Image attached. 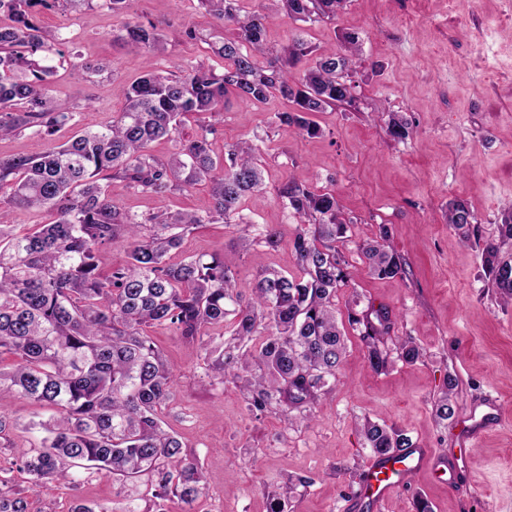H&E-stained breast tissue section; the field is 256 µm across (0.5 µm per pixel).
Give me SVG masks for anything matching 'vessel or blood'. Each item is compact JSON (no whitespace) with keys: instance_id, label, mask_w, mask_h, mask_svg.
Masks as SVG:
<instances>
[{"instance_id":"obj_1","label":"vessel or blood","mask_w":512,"mask_h":512,"mask_svg":"<svg viewBox=\"0 0 512 512\" xmlns=\"http://www.w3.org/2000/svg\"><path fill=\"white\" fill-rule=\"evenodd\" d=\"M503 421L504 415L497 399L489 397L479 408L470 411L461 429L458 446L448 456H437L433 449L417 445L376 457L364 474L360 502L369 508L377 507L388 499L406 477L424 470L447 478L452 485H470L469 448L478 445Z\"/></svg>"}]
</instances>
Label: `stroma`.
I'll return each instance as SVG.
<instances>
[{
	"mask_svg": "<svg viewBox=\"0 0 512 512\" xmlns=\"http://www.w3.org/2000/svg\"><path fill=\"white\" fill-rule=\"evenodd\" d=\"M248 11L267 16L266 43L282 55L293 35L315 49H341L355 33L359 52L349 71L356 84L353 107H332L313 116L321 129L304 137L271 120L279 98L249 105L229 97L219 124L216 151L261 135L264 186L241 204L244 224H206L187 234L183 256L219 254L232 268L236 288L250 296L259 268L298 274L288 243L297 223L277 196L282 182L332 190L349 226L339 248L353 266L337 309L351 302L385 307L393 325L385 336L392 353L383 371L370 367L368 350L355 331L331 391L309 405V418L294 424L274 412L252 414L241 388L200 382L205 352L163 327L150 329L174 375V400L166 421L203 467L205 489L192 512H269L288 477L307 486L293 490L285 512H341L355 498L373 455L360 432L370 419L396 427L413 442L442 452L454 448L459 419L486 397H498L508 416L470 457L473 487L459 492L422 472L406 478L378 512H416L426 500L432 512H512V305H502L484 275L482 249L499 238L498 226L512 205V0H345L335 20L293 21L278 0H242ZM154 23L167 42L159 69L179 73L199 62L214 63L209 46L186 40L195 24L222 34L219 22L189 0H125L122 15L96 5L77 11L60 7L40 13L43 29L68 43L66 66L49 85L56 100L79 105L81 124L93 126L121 111L125 86L141 77L145 61L119 38L122 20ZM104 62L111 78L71 77L70 64ZM411 125L407 139L386 132L388 114ZM61 128L54 140L31 130L0 138V157L29 155L71 139ZM112 199L146 215L159 210L205 212L212 205L207 184L183 195L156 198L108 184ZM464 201L479 232L463 238L448 222V205ZM280 225L286 241L277 249H254L263 225ZM387 230V243L404 261L392 279L370 275L358 247ZM412 338L422 355L396 359L399 343ZM458 382L455 418H438L436 407L448 375ZM19 423L0 469L11 486L27 494L30 512H67L73 501L115 505L118 483L110 474L86 473L72 487L28 495V482L14 464L25 447L30 419H48L50 409L25 399L10 405Z\"/></svg>",
	"mask_w": 512,
	"mask_h": 512,
	"instance_id": "1",
	"label": "stroma"
}]
</instances>
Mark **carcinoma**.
<instances>
[{"label": "carcinoma", "instance_id": "obj_1", "mask_svg": "<svg viewBox=\"0 0 512 512\" xmlns=\"http://www.w3.org/2000/svg\"><path fill=\"white\" fill-rule=\"evenodd\" d=\"M73 8L93 0H0V13L13 19L0 26V137L32 129L50 136L76 118V112L49 95L48 78L63 59L60 36L36 24L38 8L58 3ZM207 13L235 27L232 38L210 45L223 62L182 73L164 74L154 58L165 50V38L152 24L127 21L124 40L142 51L145 73L124 89L119 117L86 129L71 141L42 154L0 158V206L46 212L44 224L27 228L0 225V359L14 358L0 369V447L11 446L17 421L8 401L25 398L54 415L31 421L25 430L39 442L23 450L16 462L29 476L31 490L72 483V469L106 471L123 486L145 480L151 499L142 509L130 502L122 510L102 504L74 502L67 512H165L176 498L190 505L204 489L199 463L188 457L181 435L163 418L172 401V374L163 352L144 328L172 330L189 343L204 341L207 329L224 326L233 315L232 336L241 343L261 337L256 352L234 354L216 346L208 370L214 378L231 377L248 389V409L263 412L275 404L288 423L293 412L311 405L331 388L345 353V334L336 322V292L349 285L351 274L336 242L348 225L336 195L315 192L290 179L278 197L301 225L290 240L302 276L265 269L251 298L236 291L234 271L216 255L172 260L183 234L201 224H229L240 216L241 199L263 185L259 144L247 141L215 152L213 124L183 135L186 118L224 111L233 95L250 103L272 96L287 104L275 123L309 136L319 133L316 112L350 103L346 85L349 58L319 54L315 65L294 68L312 53L295 35L282 59L263 65L267 17L241 13L239 0H198ZM296 21L336 18L342 0H280ZM394 139L409 136V122L396 115L387 122ZM176 143L169 159L150 153V145ZM119 179L142 194H181L202 181L211 183L212 208L206 214L165 212L142 218L108 196L105 180ZM475 217L462 201L452 203L448 223L477 231ZM387 232L359 247L369 272L382 278L404 273L399 255L389 250ZM500 242L483 248L484 272L500 298L512 301V257L500 256L512 240V212L499 225ZM125 241L128 261L104 273L96 253L109 243ZM280 229L268 224L257 244L275 249ZM347 321L361 327L372 368L387 366L378 343L389 332L385 308L349 310ZM458 381L447 377L437 412L450 419L456 410ZM367 448L375 455L413 446L401 430L364 421ZM0 512H29L27 500L0 481Z\"/></svg>", "mask_w": 512, "mask_h": 512}]
</instances>
